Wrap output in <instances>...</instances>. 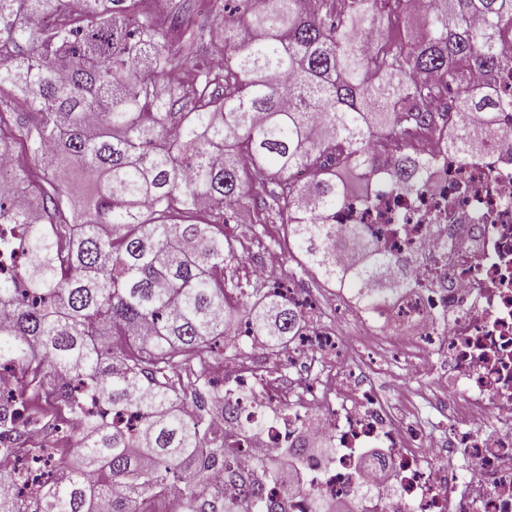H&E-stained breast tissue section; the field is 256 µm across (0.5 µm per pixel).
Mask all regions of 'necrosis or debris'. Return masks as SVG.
<instances>
[{"label": "necrosis or debris", "instance_id": "necrosis-or-debris-1", "mask_svg": "<svg viewBox=\"0 0 512 512\" xmlns=\"http://www.w3.org/2000/svg\"><path fill=\"white\" fill-rule=\"evenodd\" d=\"M470 86L503 104L490 150L465 158L450 150L446 135L464 115L435 99L434 121L414 142L422 190L391 183L398 153L389 147L367 191L336 214L339 227L368 225L381 251L409 261V289L388 307L360 311L364 335L351 345L415 330L396 356L406 369L442 375L448 445L458 456L444 464L438 446L407 439L391 409L349 374L338 384V405L311 401L299 418L253 434L238 468L250 470L288 441H326L337 453L309 465L307 482L326 500L356 502L357 512H512V63L490 80L472 72ZM271 365L267 357L245 360L231 373L212 364L207 376L273 412L291 395L264 380ZM367 448L383 454L364 457Z\"/></svg>", "mask_w": 512, "mask_h": 512}]
</instances>
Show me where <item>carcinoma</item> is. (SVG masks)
Segmentation results:
<instances>
[{"mask_svg": "<svg viewBox=\"0 0 512 512\" xmlns=\"http://www.w3.org/2000/svg\"><path fill=\"white\" fill-rule=\"evenodd\" d=\"M138 2L83 0L75 12L70 0H0V157L21 149L41 170L18 166L0 187V224L19 229L8 248L22 254L17 274L0 276V370L27 373L33 397L49 393L79 422L71 455L27 450L40 481L26 494L6 468L24 443L22 413L0 394V472L11 476L0 512H155L173 493L179 512H284L265 488L281 460L301 469L306 450L285 448L249 472L232 457L285 413H245L238 395L187 368L237 322L277 349L303 327L279 282L225 283L241 260L224 234L226 206L273 183L268 217L288 225L324 281L368 307L409 287L396 278L406 259L381 252L361 224L336 229L350 193L322 157L339 150L343 168L363 176L377 170L384 139L401 149L392 181L420 188L411 137L441 94L437 76L463 86L458 111L472 116L449 147L486 149L497 103L464 77L507 61L512 0H438L421 18L379 0H236L235 21L217 24L221 68L162 88L179 56ZM394 28L404 40L371 53L362 44ZM299 168L312 180H291ZM78 173L94 187L77 212L68 186ZM201 201L209 221H173ZM117 337L127 349L112 348ZM90 393L106 413L85 412ZM188 395L222 404L239 435L224 437L206 414L187 420ZM129 408L133 433L112 418ZM291 491L305 492L309 512H333L314 488Z\"/></svg>", "mask_w": 512, "mask_h": 512, "instance_id": "carcinoma-1", "label": "carcinoma"}]
</instances>
